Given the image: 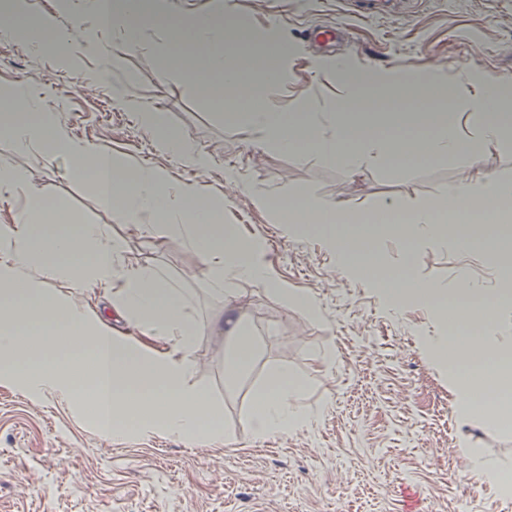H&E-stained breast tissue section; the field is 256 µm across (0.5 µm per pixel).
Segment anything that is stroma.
I'll list each match as a JSON object with an SVG mask.
<instances>
[{
    "mask_svg": "<svg viewBox=\"0 0 512 512\" xmlns=\"http://www.w3.org/2000/svg\"><path fill=\"white\" fill-rule=\"evenodd\" d=\"M251 16L255 38L276 22L298 54L288 78L328 107L336 84L313 76L308 57H335V41L317 35L331 21L347 28L348 58L366 70L402 67L420 71L437 64L459 67L512 87V0H385L364 18L351 0H232ZM121 61L99 80L97 58L80 69H61L52 55L0 38V87L28 78L62 109L73 134L108 146L134 162L166 168L173 179L224 192V221L267 246L273 276L296 295L314 296L317 316L298 305L241 283L236 295L255 355L250 370L226 379L230 342L214 322L223 299L212 296L198 257L166 236H145L133 224L114 222L86 180L67 161L36 168L38 191L79 212L90 224L109 226L126 244L134 266L164 269L183 292L200 327L193 382L205 388L219 413L224 445L188 444L162 436L103 439L87 409L41 400L0 384V512H407L418 501L425 512H512V497L499 495L467 468L462 446L471 439L485 457L512 470V427L492 429L455 412L448 371L424 348L442 323L418 304L391 314L374 288L350 276L317 235H290L251 199L224 185V168L276 193L312 192L354 216L372 215L391 201L414 204L467 184L476 171L466 161L413 159L399 168L376 166L351 173L295 154L259 147L258 135L229 127L225 107L196 91L172 70L161 74L165 30H147L140 48L108 34ZM138 81L134 98L164 112L169 125L213 165L196 171L159 153L133 112L112 99V84L126 71ZM387 271L411 283L452 281L459 270L497 289L499 276L482 252L450 253L423 242L412 257L378 238ZM328 369L301 396L321 416L311 427L265 441L252 435V398L276 366L304 375Z\"/></svg>",
    "mask_w": 512,
    "mask_h": 512,
    "instance_id": "obj_1",
    "label": "stroma"
}]
</instances>
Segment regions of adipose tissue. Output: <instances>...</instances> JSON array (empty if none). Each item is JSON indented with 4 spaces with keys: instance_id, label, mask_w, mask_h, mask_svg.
<instances>
[{
    "instance_id": "1",
    "label": "adipose tissue",
    "mask_w": 512,
    "mask_h": 512,
    "mask_svg": "<svg viewBox=\"0 0 512 512\" xmlns=\"http://www.w3.org/2000/svg\"><path fill=\"white\" fill-rule=\"evenodd\" d=\"M169 0H55L51 10L32 11L30 0H0V36L25 41L40 51L74 63L80 55H107L101 31L140 45L144 32L166 19ZM71 14L68 30L58 16ZM92 18L94 26L83 25ZM253 19L228 9L225 0L183 15L167 28V65L199 84L217 90L229 106L227 123L260 133L263 146L301 152L349 171L379 165L397 166L410 158L455 161L470 157L481 178L468 186L449 185L443 197L408 206L390 202L374 214L378 223L402 217L395 232L403 253L429 242L442 251L468 252L491 246L512 213L499 212L495 225L464 227L449 223L460 205L484 209L512 197V181L489 173L486 156L473 153L457 123V87L465 85L466 119L479 138L512 144V109L504 86L464 72L448 80L440 66L421 72L383 67L358 71L345 59L314 57L309 65L335 79L341 92L329 110L316 109L305 90L289 91L285 67L293 45L281 35L254 45ZM418 95L428 100L427 112H360L357 104ZM6 112L0 114V141L12 150L0 164V195L18 200L17 210L0 217V383L24 388L39 398L60 397L90 406L101 437L119 440L128 433L164 435L183 442L220 443L223 429L208 392L192 382V355L199 327L188 302L168 274L155 267H132L125 261L123 239L101 224L85 223L59 204H48L32 180L30 161L53 164L68 158L75 175L86 178L98 199L115 218L139 224L147 233L166 232L171 242L200 259L210 290L224 299L223 330L233 341L224 361L228 378L252 365L254 346L237 312L232 283L246 282L267 292L293 298L275 280L258 240L241 236L224 222L223 189L204 191L192 182L172 179L165 169L135 163L107 147L71 136L56 113L43 111L28 82L9 90ZM141 126L157 147L198 170L211 167L209 154L198 150L168 126L162 112L149 105L137 108ZM225 187L249 195L272 211L289 230L324 237L341 268L370 278L386 308L394 310L417 298L429 310L444 309L448 324L428 342L435 359L447 360L448 376L460 417L479 415L487 424L503 420L497 404L481 400L502 371L494 333L500 312L512 297L488 291L478 281L458 274L449 283L411 286L400 276L373 277L382 257L372 248L370 225L353 221L344 208L314 195L287 196L245 181L233 167L224 170ZM112 292L111 306L142 340L116 335L108 320L92 308L95 291ZM478 363L465 371L457 364L460 349ZM82 369L94 383L78 390L73 379ZM314 381L281 366L272 370L255 394L253 437L257 441L311 426L318 418L300 396Z\"/></svg>"
}]
</instances>
